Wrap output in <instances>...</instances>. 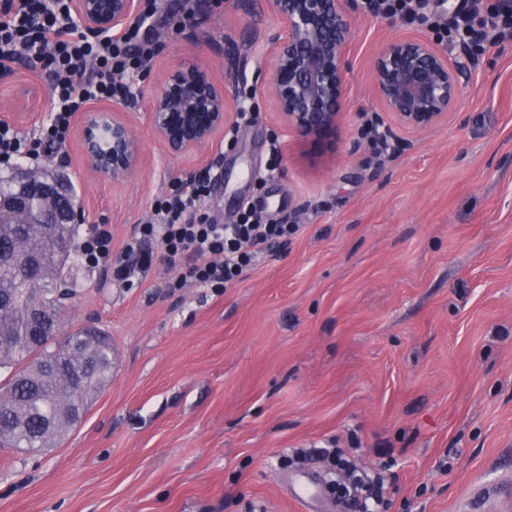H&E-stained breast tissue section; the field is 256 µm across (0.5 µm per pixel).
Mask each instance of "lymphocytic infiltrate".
<instances>
[{
  "instance_id": "lymphocytic-infiltrate-1",
  "label": "lymphocytic infiltrate",
  "mask_w": 512,
  "mask_h": 512,
  "mask_svg": "<svg viewBox=\"0 0 512 512\" xmlns=\"http://www.w3.org/2000/svg\"><path fill=\"white\" fill-rule=\"evenodd\" d=\"M70 0H0V71L33 61L49 76L50 109L33 133L0 126V170L10 171L41 159L43 144L63 146L74 116L88 105L125 96L130 83L154 51L140 38L161 25L158 0H146L143 17L117 40L82 34L71 15ZM210 178L177 183L157 198L151 219L138 225L120 254L112 252V234L94 228L80 247L89 266L107 265L114 282L125 286L146 281L157 258L181 262L191 282L220 289L275 244L287 242L295 228L266 224L244 214L235 224H218L201 212Z\"/></svg>"
}]
</instances>
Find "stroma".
<instances>
[{
    "mask_svg": "<svg viewBox=\"0 0 512 512\" xmlns=\"http://www.w3.org/2000/svg\"><path fill=\"white\" fill-rule=\"evenodd\" d=\"M164 14L158 71L223 76L224 41L235 43L236 89L255 117L233 142L176 158L129 112L143 153L128 180L87 172L72 137L12 177L66 176L85 214L78 235L105 225L117 252L181 171L218 155L203 214L234 224L253 207L298 231L219 294L173 287L180 271L163 260L123 288L71 255L63 321L111 337L112 379L62 445L0 448V512H336L328 489L292 500L305 469L295 451L353 438L362 469L392 449L390 512H466L512 480V37L488 30L457 110L384 149L363 137L377 109L369 61L425 27L359 13L336 151L311 160L261 94L268 5L166 0ZM7 77L0 115L22 111L27 81L49 84L23 64Z\"/></svg>",
    "mask_w": 512,
    "mask_h": 512,
    "instance_id": "35a3bbf8",
    "label": "stroma"
}]
</instances>
